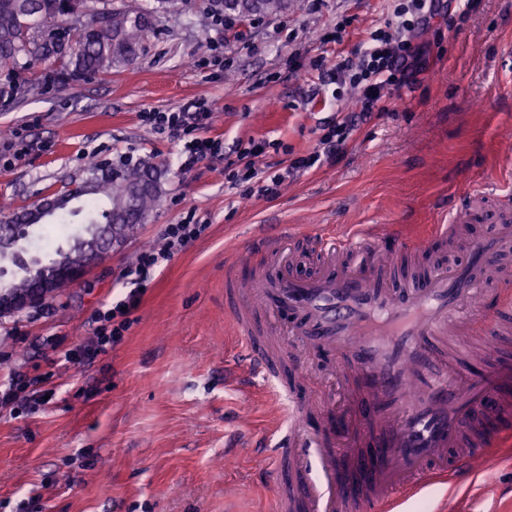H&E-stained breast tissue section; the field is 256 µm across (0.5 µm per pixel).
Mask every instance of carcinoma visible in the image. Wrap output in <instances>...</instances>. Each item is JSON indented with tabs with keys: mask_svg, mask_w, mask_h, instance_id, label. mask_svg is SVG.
<instances>
[{
	"mask_svg": "<svg viewBox=\"0 0 512 512\" xmlns=\"http://www.w3.org/2000/svg\"><path fill=\"white\" fill-rule=\"evenodd\" d=\"M106 0H0V76L8 82L0 86V99L13 98L21 87L16 74L36 61L55 54L62 75L79 78L128 66L140 55L142 43L152 28L153 9L137 7L108 9ZM222 8L237 14L273 16L288 10V0H221ZM84 187L75 189L72 199H88L78 207L59 213L56 219L67 223V216H82L90 240L99 243L97 232L122 224L130 235L154 208L159 182L153 167L128 161L104 167L88 161ZM50 267L80 262L82 243L64 251Z\"/></svg>",
	"mask_w": 512,
	"mask_h": 512,
	"instance_id": "obj_1",
	"label": "carcinoma"
}]
</instances>
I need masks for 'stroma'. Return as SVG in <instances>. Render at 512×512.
I'll return each instance as SVG.
<instances>
[{"label": "stroma", "mask_w": 512, "mask_h": 512, "mask_svg": "<svg viewBox=\"0 0 512 512\" xmlns=\"http://www.w3.org/2000/svg\"><path fill=\"white\" fill-rule=\"evenodd\" d=\"M391 0H295L247 27L216 23L210 0L155 13L133 65L68 81L53 60L22 71L23 91L0 101V220L82 181L86 162H146L161 193L137 232L85 279L60 288L41 315L0 314V383L47 377L50 404L21 416L0 410V512H273L274 480L254 448L284 417L278 404L225 383V266L254 224H469L493 229L512 213V0H483L466 22L435 23L415 85L352 132L344 154L288 180L278 197H246L223 159L183 173L178 145L142 112L199 96L209 132L233 155L238 141L277 142L260 167L312 151L320 119L351 112L350 92L312 99L316 60L359 52L390 19ZM208 222L147 285L122 341L95 362L63 352L93 336L98 309L118 300L123 273L161 245L186 211ZM467 512H512V461L466 487Z\"/></svg>", "instance_id": "stroma-1"}]
</instances>
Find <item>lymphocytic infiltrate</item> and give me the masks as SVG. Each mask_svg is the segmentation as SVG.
Listing matches in <instances>:
<instances>
[{"label":"lymphocytic infiltrate","mask_w":512,"mask_h":512,"mask_svg":"<svg viewBox=\"0 0 512 512\" xmlns=\"http://www.w3.org/2000/svg\"><path fill=\"white\" fill-rule=\"evenodd\" d=\"M448 14L446 0H398L392 18L384 27L370 32L357 57L337 61L326 74L338 89H351L356 109L328 118L321 128L317 148L289 159L287 165L271 172L257 165L268 144L249 139L240 143L235 159H226L229 181L246 185L250 192L265 198L277 197L286 180L323 164L335 162L343 154L355 127L370 121L385 109L384 101L391 91L416 82L425 66L427 49L419 38L423 32ZM143 122L158 133L176 140L180 150L178 168L187 172L206 159L223 157L224 140L209 135L211 112L206 98L188 100L166 112L142 113ZM205 224L195 212H187L179 222L167 225L164 243L142 250L125 273L131 288L112 307L98 311L95 334L79 350L82 361L91 363L108 354L123 338L129 325V314L138 308L148 282L164 263L200 239ZM45 380L21 376L0 388V408L18 412L22 406L45 405Z\"/></svg>","instance_id":"obj_1"}]
</instances>
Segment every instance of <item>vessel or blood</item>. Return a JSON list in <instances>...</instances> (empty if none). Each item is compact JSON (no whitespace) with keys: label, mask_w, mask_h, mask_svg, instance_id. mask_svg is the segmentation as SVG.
I'll return each instance as SVG.
<instances>
[{"label":"vessel or blood","mask_w":512,"mask_h":512,"mask_svg":"<svg viewBox=\"0 0 512 512\" xmlns=\"http://www.w3.org/2000/svg\"><path fill=\"white\" fill-rule=\"evenodd\" d=\"M452 224H257L233 248L227 325L244 375L287 400L269 451L275 512H400L442 484L455 488L512 454V353L494 336L512 309V224L470 237L469 262L403 279L396 271L462 229ZM309 241L314 270L299 269ZM454 336L484 337L485 365L465 368ZM329 359L338 393L290 386L292 348Z\"/></svg>","instance_id":"obj_1"}]
</instances>
